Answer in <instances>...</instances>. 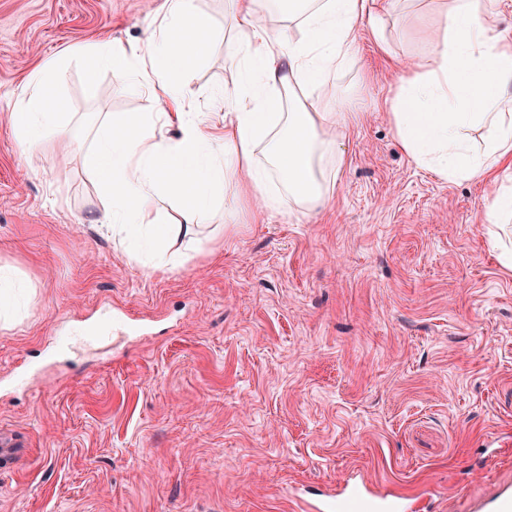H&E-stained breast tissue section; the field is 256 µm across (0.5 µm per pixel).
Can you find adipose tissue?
Instances as JSON below:
<instances>
[{
	"label": "adipose tissue",
	"mask_w": 512,
	"mask_h": 512,
	"mask_svg": "<svg viewBox=\"0 0 512 512\" xmlns=\"http://www.w3.org/2000/svg\"><path fill=\"white\" fill-rule=\"evenodd\" d=\"M499 0H443L422 30L432 51L395 60L388 115L402 149L419 167L449 181L471 180L512 167V35L496 27ZM393 0H231L232 35H223L196 0H165L166 25L142 45L85 47L87 80L110 70L119 86L136 85L150 111L103 121L85 142L63 133L67 115L55 106L45 62L18 93L11 121L22 154L63 157L87 151L89 173L103 197L100 225L136 242L150 269L182 267L172 242L194 241L215 207L232 213L308 212L331 195L344 162L348 112L328 81L352 59L357 32L369 23L385 45L384 17ZM295 22L292 37L268 23ZM238 62V79L220 95L224 126L195 111L185 74L217 42ZM178 136H167L168 127ZM487 128L479 149L466 128ZM178 204L162 218L158 203Z\"/></svg>",
	"instance_id": "1"
}]
</instances>
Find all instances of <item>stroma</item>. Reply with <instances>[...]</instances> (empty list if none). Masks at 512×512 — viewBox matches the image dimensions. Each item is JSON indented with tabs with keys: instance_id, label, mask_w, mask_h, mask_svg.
<instances>
[{
	"instance_id": "35a3bbf8",
	"label": "stroma",
	"mask_w": 512,
	"mask_h": 512,
	"mask_svg": "<svg viewBox=\"0 0 512 512\" xmlns=\"http://www.w3.org/2000/svg\"><path fill=\"white\" fill-rule=\"evenodd\" d=\"M163 0H0V265L27 287L0 325V512H300L292 495L357 476L425 489L466 512L512 478V223L487 224L497 179L450 182L418 167L388 120L389 57L427 55L437 0H405L382 54L362 27L331 81L351 123L323 209L260 218L216 210L178 272L146 271L101 230L85 153L54 167L18 151L10 113L31 72L54 83L71 136L145 111L77 54L143 41ZM237 64L216 44L188 81L210 120ZM150 335L77 344L112 307Z\"/></svg>"
}]
</instances>
